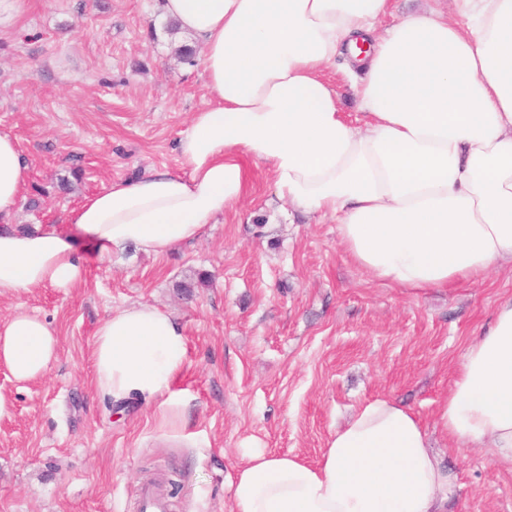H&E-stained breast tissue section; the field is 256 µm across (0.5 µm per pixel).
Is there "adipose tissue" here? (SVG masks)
Instances as JSON below:
<instances>
[{"mask_svg":"<svg viewBox=\"0 0 512 512\" xmlns=\"http://www.w3.org/2000/svg\"><path fill=\"white\" fill-rule=\"evenodd\" d=\"M202 49L209 103L180 151L188 176L114 181L65 215V228L11 226L28 167L0 131V296L83 282L76 237L101 254L154 255L198 240L251 192L244 160L266 166L291 209L335 218L352 261L398 288H446L512 265V0H453L388 27L389 0H156ZM370 46L360 52L359 43ZM350 55L361 118L324 70ZM40 316L0 321V365L19 382L57 360ZM97 391L118 405L157 401L186 362L172 314L131 305L97 327ZM464 448L491 446L512 468V297L465 351L436 404ZM454 482L416 416L363 403L319 461L252 448L232 482L233 512H448Z\"/></svg>","mask_w":512,"mask_h":512,"instance_id":"obj_1","label":"adipose tissue"}]
</instances>
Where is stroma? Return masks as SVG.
<instances>
[{
	"label": "stroma",
	"mask_w": 512,
	"mask_h": 512,
	"mask_svg": "<svg viewBox=\"0 0 512 512\" xmlns=\"http://www.w3.org/2000/svg\"><path fill=\"white\" fill-rule=\"evenodd\" d=\"M152 0H25L0 24V130L29 165L12 224L61 223L116 180L186 174L179 141L210 97L196 58ZM250 196L190 245L155 256L126 246L100 261L83 242V285L0 297L58 333L47 375L0 366V512H136L156 476L179 485L169 512H231L247 448L316 463L336 427L389 397L426 428L455 476L449 512H512V469L441 434L435 402L497 305L512 266L443 289L376 281L335 221L289 211L264 166ZM173 314L187 342L160 424L156 404L116 410L95 389L97 326L122 305Z\"/></svg>",
	"instance_id": "stroma-1"
}]
</instances>
